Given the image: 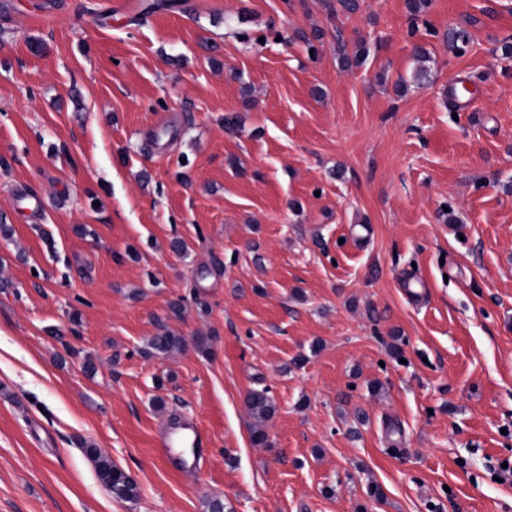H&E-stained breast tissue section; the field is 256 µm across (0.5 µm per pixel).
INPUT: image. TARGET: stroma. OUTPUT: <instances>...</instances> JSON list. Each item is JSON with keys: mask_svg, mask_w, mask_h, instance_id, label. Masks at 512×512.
Here are the masks:
<instances>
[{"mask_svg": "<svg viewBox=\"0 0 512 512\" xmlns=\"http://www.w3.org/2000/svg\"><path fill=\"white\" fill-rule=\"evenodd\" d=\"M148 2L0 0V512H512V0ZM246 406L249 414L256 422V426L252 431V443L254 445H265L268 435L262 428L274 414L275 405L272 398L268 395V391H255L249 394L246 400ZM164 455L175 460L185 473H194L198 469L209 439L205 432L192 420L171 423L157 442ZM174 448H191L190 455L175 451ZM83 449L87 457L94 462L98 478L115 497L133 500L138 496L139 489L134 479L114 464L100 448L86 445Z\"/></svg>", "mask_w": 512, "mask_h": 512, "instance_id": "stroma-1", "label": "stroma"}]
</instances>
